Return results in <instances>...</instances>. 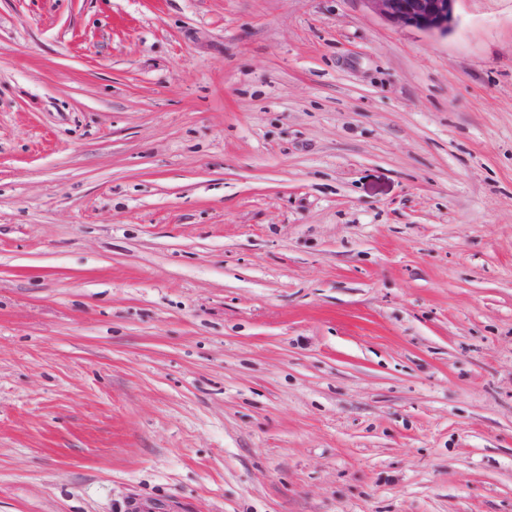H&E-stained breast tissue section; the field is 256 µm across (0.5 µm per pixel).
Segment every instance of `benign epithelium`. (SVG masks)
Listing matches in <instances>:
<instances>
[{"label":"benign epithelium","mask_w":512,"mask_h":512,"mask_svg":"<svg viewBox=\"0 0 512 512\" xmlns=\"http://www.w3.org/2000/svg\"><path fill=\"white\" fill-rule=\"evenodd\" d=\"M376 15L398 27L448 34L457 0H364Z\"/></svg>","instance_id":"7a95c632"}]
</instances>
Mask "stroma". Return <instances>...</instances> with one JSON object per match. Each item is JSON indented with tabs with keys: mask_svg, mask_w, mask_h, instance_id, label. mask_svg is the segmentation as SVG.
Masks as SVG:
<instances>
[{
	"mask_svg": "<svg viewBox=\"0 0 512 512\" xmlns=\"http://www.w3.org/2000/svg\"><path fill=\"white\" fill-rule=\"evenodd\" d=\"M0 0V512H512V0ZM376 15L398 27L448 35L458 0H363Z\"/></svg>",
	"mask_w": 512,
	"mask_h": 512,
	"instance_id": "1",
	"label": "stroma"
}]
</instances>
